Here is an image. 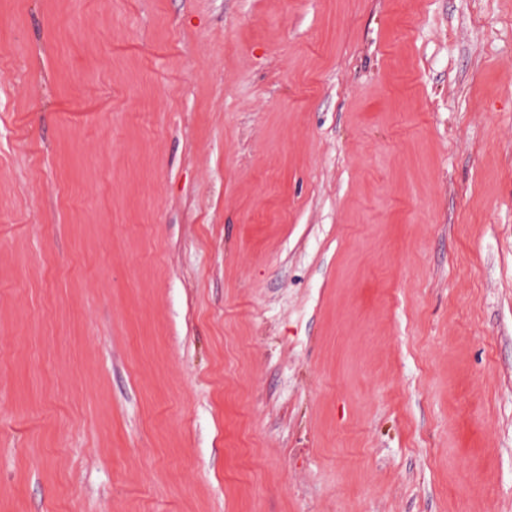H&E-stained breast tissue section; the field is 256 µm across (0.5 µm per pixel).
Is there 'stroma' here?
Returning a JSON list of instances; mask_svg holds the SVG:
<instances>
[{
    "mask_svg": "<svg viewBox=\"0 0 512 512\" xmlns=\"http://www.w3.org/2000/svg\"><path fill=\"white\" fill-rule=\"evenodd\" d=\"M0 512H512V0H0Z\"/></svg>",
    "mask_w": 512,
    "mask_h": 512,
    "instance_id": "35a3bbf8",
    "label": "stroma"
}]
</instances>
